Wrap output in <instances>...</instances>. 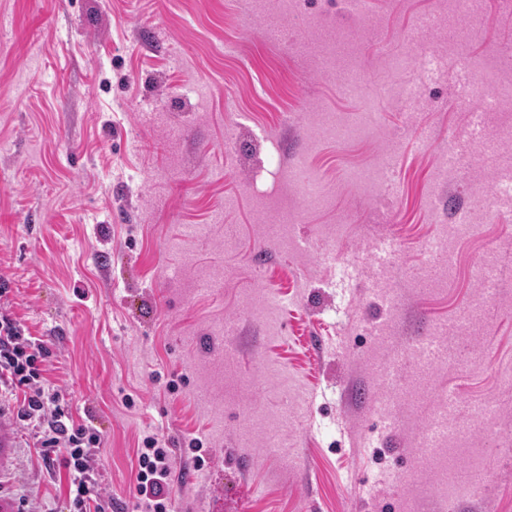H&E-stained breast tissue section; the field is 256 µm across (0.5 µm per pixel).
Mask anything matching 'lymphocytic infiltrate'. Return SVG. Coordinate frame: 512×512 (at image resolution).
<instances>
[{"mask_svg": "<svg viewBox=\"0 0 512 512\" xmlns=\"http://www.w3.org/2000/svg\"><path fill=\"white\" fill-rule=\"evenodd\" d=\"M47 355L39 339L27 334L11 314L0 312V390L22 392L18 417L37 423L34 446L44 467L67 470L70 512H106L105 501L92 493L91 461L100 438L74 423L60 403L59 391L44 387L41 365ZM138 466L137 491L145 512H168L169 457L156 438L144 439Z\"/></svg>", "mask_w": 512, "mask_h": 512, "instance_id": "1", "label": "lymphocytic infiltrate"}]
</instances>
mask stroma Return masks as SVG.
Here are the masks:
<instances>
[{"mask_svg":"<svg viewBox=\"0 0 512 512\" xmlns=\"http://www.w3.org/2000/svg\"><path fill=\"white\" fill-rule=\"evenodd\" d=\"M441 0H300L314 25H296L279 0H0V276L8 310L41 340L45 378L76 423L101 438L94 476L103 499L137 512V450L157 436L172 458L174 512H512V453L484 437L491 499L437 500L433 464L412 470L415 429L443 396L465 406L502 390L512 371V217L451 240L449 267L418 288L426 242L490 199L487 170L445 183L437 155L463 131L455 72L438 73L418 107L392 97L384 56L406 48L416 19ZM277 15L283 39L264 35ZM512 49V0H484L476 19L441 37L450 57ZM360 71L363 99L341 97L318 57ZM381 131L348 145L315 135L321 113L347 117L364 101ZM432 133L420 144V129ZM307 157L331 188L307 207L285 181ZM391 179L339 185L343 169ZM343 225L326 238L327 225ZM395 241L398 310L371 291L372 243ZM502 262L498 291L469 341L473 364L416 373L386 431L369 404L388 351L383 323L413 348L432 322L475 294L473 267ZM275 292L279 335L252 310ZM6 486L23 512H68V475L41 468L27 427ZM290 468H282V460Z\"/></svg>","mask_w":512,"mask_h":512,"instance_id":"1","label":"stroma"}]
</instances>
